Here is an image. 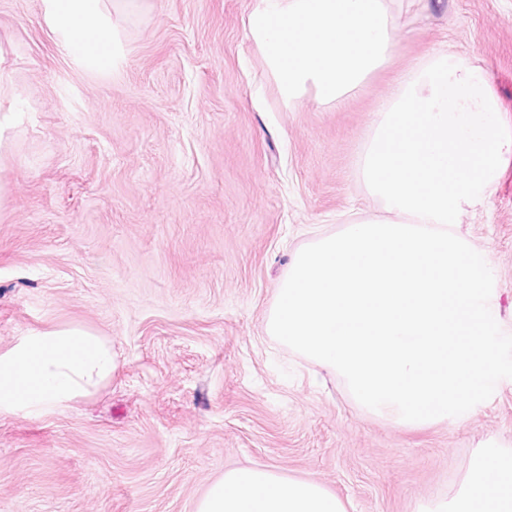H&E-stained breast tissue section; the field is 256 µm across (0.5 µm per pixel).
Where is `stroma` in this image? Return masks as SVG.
Instances as JSON below:
<instances>
[{"mask_svg": "<svg viewBox=\"0 0 512 512\" xmlns=\"http://www.w3.org/2000/svg\"><path fill=\"white\" fill-rule=\"evenodd\" d=\"M258 0H142L92 71L41 0H0V352L80 325L112 377L55 413L0 415V512H196L224 471L322 485L346 512L452 499L486 447L512 456V379L422 427L366 414L268 336L293 255L382 217L361 164L396 77L435 53L481 67L512 132V0H386L395 52L337 106L284 105L247 20ZM494 268L512 335V161L456 226Z\"/></svg>", "mask_w": 512, "mask_h": 512, "instance_id": "obj_1", "label": "stroma"}]
</instances>
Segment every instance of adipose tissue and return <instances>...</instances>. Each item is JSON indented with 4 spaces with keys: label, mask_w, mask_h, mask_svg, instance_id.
Returning a JSON list of instances; mask_svg holds the SVG:
<instances>
[{
    "label": "adipose tissue",
    "mask_w": 512,
    "mask_h": 512,
    "mask_svg": "<svg viewBox=\"0 0 512 512\" xmlns=\"http://www.w3.org/2000/svg\"><path fill=\"white\" fill-rule=\"evenodd\" d=\"M137 0H41L43 18L64 53L88 66L114 55L111 13H130ZM112 375V348L97 333L72 325L34 331L0 353V414L46 415L93 394ZM196 512H345L320 484L255 467L225 471ZM421 512H512V462L482 449L452 501Z\"/></svg>",
    "instance_id": "1"
}]
</instances>
